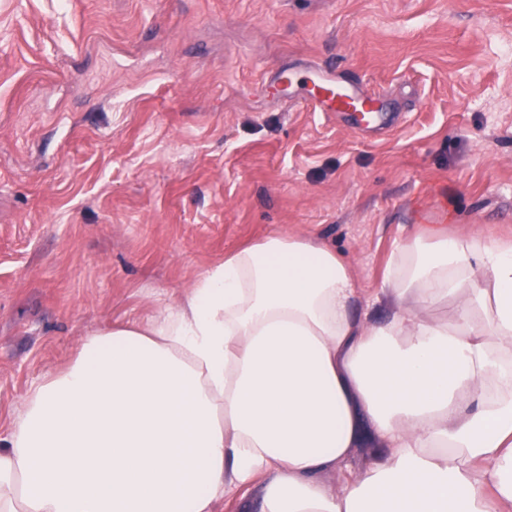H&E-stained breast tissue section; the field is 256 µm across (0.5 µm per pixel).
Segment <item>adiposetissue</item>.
I'll return each mask as SVG.
<instances>
[{"instance_id":"1","label":"adipose tissue","mask_w":512,"mask_h":512,"mask_svg":"<svg viewBox=\"0 0 512 512\" xmlns=\"http://www.w3.org/2000/svg\"><path fill=\"white\" fill-rule=\"evenodd\" d=\"M358 295L335 248L272 234L87 335L0 437V512H210L256 481L258 512H512V244L431 229L395 248L383 321Z\"/></svg>"}]
</instances>
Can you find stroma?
<instances>
[{"instance_id":"obj_1","label":"stroma","mask_w":512,"mask_h":512,"mask_svg":"<svg viewBox=\"0 0 512 512\" xmlns=\"http://www.w3.org/2000/svg\"><path fill=\"white\" fill-rule=\"evenodd\" d=\"M379 91L390 128L286 102ZM512 243V0H0V433L86 335L270 234L381 288L420 225Z\"/></svg>"}]
</instances>
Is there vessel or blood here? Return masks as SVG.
Masks as SVG:
<instances>
[{"instance_id":"1","label":"vessel or blood","mask_w":512,"mask_h":512,"mask_svg":"<svg viewBox=\"0 0 512 512\" xmlns=\"http://www.w3.org/2000/svg\"><path fill=\"white\" fill-rule=\"evenodd\" d=\"M308 102L323 112L347 118L352 128L368 130L390 126L391 113L385 112L379 99L359 85H342L331 76L315 73L311 79Z\"/></svg>"}]
</instances>
